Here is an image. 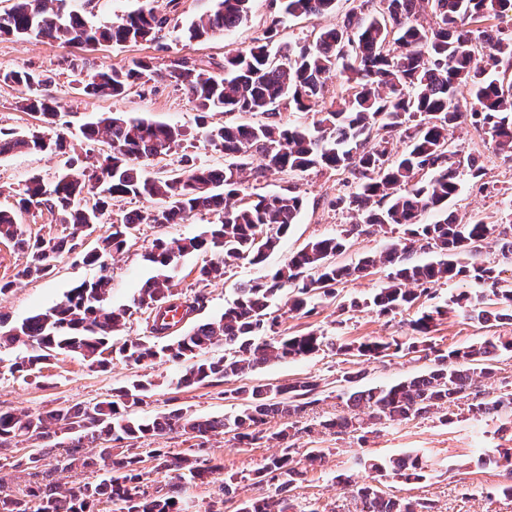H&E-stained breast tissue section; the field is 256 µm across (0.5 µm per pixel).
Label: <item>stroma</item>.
<instances>
[{"label": "stroma", "mask_w": 512, "mask_h": 512, "mask_svg": "<svg viewBox=\"0 0 512 512\" xmlns=\"http://www.w3.org/2000/svg\"><path fill=\"white\" fill-rule=\"evenodd\" d=\"M281 2L252 0L247 19L237 28L208 40L191 42L184 37V29L210 13L214 0H68L69 9L96 26L119 23L128 13L144 7L155 8L158 13L168 16L169 22L156 41L124 45L105 43L85 53L41 38L0 37V72L26 69L52 75V82L43 86L41 92L57 98L61 104L54 122L44 123L20 109L22 98L28 95L25 88L0 82V129L38 132L51 139L56 134H64L77 153L93 161L103 154L106 145L86 140L83 128L99 118L123 112L178 125L192 134L182 148L145 162L144 168L150 176L163 177L172 170L192 165H223L224 154L209 142V129L228 119L235 123H251L255 120L254 115L235 114L228 118L221 112L200 113L189 93L175 87L165 72L171 62L182 58L208 61L212 71L222 72L228 50H245L264 42L272 18L280 17ZM350 7V0H338L335 13L319 18L280 17L275 46L312 41L320 28L334 25L338 16L344 15ZM78 55L86 59V70L82 73L69 68L70 60ZM137 59L152 61L159 71L158 77L146 85L133 87L122 99L83 93L82 84L88 72L107 66H124ZM452 140L459 159L471 158L481 166L482 180L487 187L478 190L469 173H462L460 190L449 200V209L465 220L478 217L489 224L512 222V160L494 151L488 140L469 124H461ZM64 162L63 155L51 152L0 156V209L14 206L18 192L31 177H39L44 184H51L63 171ZM352 180L350 172L321 169L303 173L271 172L258 182L246 180L240 187L241 198L289 189L303 197L304 209L298 224L290 228L263 265L240 262L225 274L222 281L205 285L198 281V269L208 261V254L195 252L180 260L173 273L174 294L183 299L198 294L204 297L202 308L192 316L193 321H206L221 314L225 305L236 298L240 283L276 270L308 242L336 235L346 238L347 248L336 261L349 267L355 266L364 256L403 243V227L391 224L360 231L356 228L358 219L354 211L335 207L336 197L348 193V184ZM215 220L214 214L203 211L180 224L141 225L125 251L106 258L101 267L87 264L84 254L106 237L111 227L110 224L94 225L91 235L77 238L73 250L61 256L51 275L14 283L13 288L0 297V320L8 326L20 323L64 300L67 292L81 282L105 275L109 277L111 287L108 305L129 309L124 326L113 338L114 343L119 345L145 337L149 311L135 308L133 299L142 283L156 273L148 259L154 241L201 234ZM388 272V266L383 265L370 269L365 276L348 277L337 285L335 297L316 299L315 309L308 315L289 311L286 297L277 298L273 307L279 314V333L292 335L306 330L317 331L326 338L323 350L299 361L263 364L254 372L220 384L188 389L177 387L176 379L185 369L181 363L157 361L136 365L116 359L108 368L102 369L66 354L57 355L40 373L23 377L11 372L10 365L25 353V346L2 347L0 411L23 409L39 414L64 406L89 405L112 397L115 389L123 385L142 380L152 384L142 406L144 413L157 415L181 408L191 415L220 419L235 414L240 407L238 400L225 398V391L258 383L278 385L311 378L319 384L318 403L289 419L278 416L268 419L265 430L269 437L259 443L241 445L227 434L201 439L176 431L148 440V447L168 448L191 457L201 456L217 464V471L205 483L183 485L181 499L186 512H207L212 505L221 512H234L238 502L274 492V483H256L255 472L280 448L279 442L272 440V433L286 427L295 435L298 455H305L311 448L325 451L322 463L303 466L302 476L289 493L293 512H358V503L348 489L337 485L336 475L349 473L363 478L364 473L356 464L361 455L389 458L404 454H416L427 461L426 478L411 483L387 480L381 485L383 492L397 497L431 499L438 512H512V499L496 493L497 487L507 483L512 474L505 468L485 467L480 463L487 449L512 444V407L479 420L461 409L447 424L434 415L398 425L367 420L363 423V433L343 436L322 428V421L347 411V373L360 372L357 386H376L404 380L433 365L432 358L416 354L367 361L343 355L341 345H356L368 338L410 335L409 321L434 306L442 307L444 311L433 333L434 341L442 348H462L493 336L512 337V321L502 319L489 327L469 319L456 305L459 294L473 289L472 282L461 278L433 285L429 295L395 315H382L375 309L361 307V300L385 283ZM57 441V436L53 435L11 446L7 452L10 468L5 491L15 495L25 492L34 478L21 466V459L29 453L41 452L46 460H53L58 452ZM228 476L234 479L233 493L229 496L222 490Z\"/></svg>", "instance_id": "35a3bbf8"}]
</instances>
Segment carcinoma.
Instances as JSON below:
<instances>
[{"label": "carcinoma", "mask_w": 512, "mask_h": 512, "mask_svg": "<svg viewBox=\"0 0 512 512\" xmlns=\"http://www.w3.org/2000/svg\"><path fill=\"white\" fill-rule=\"evenodd\" d=\"M250 0H216L213 11L187 27L188 40L207 39L236 28L247 16ZM335 7V0H285V12L294 17L322 15ZM512 19V0H359V4L336 23L323 29L315 41L296 44L277 55L269 44L247 51H229L224 56L223 74L216 75L195 62L181 61L168 77L187 90L199 110L235 112L263 117L258 123H226L210 129L209 141L234 162L222 167L196 166L175 170L163 179L147 175L142 163L167 155L188 141V132L177 125L114 113L85 127L89 141L112 147V158L83 164L70 157L72 167L46 185L37 177L19 193L18 209H0V239L13 243L25 263L18 278L44 277L56 269L67 244L84 234L91 224L109 219L112 199L135 197L161 203L163 223L178 224L196 212L218 216L204 233L180 239L155 240L151 261L157 274L138 290V298L151 310V337L127 340L119 347L112 334L123 325L128 309L106 304L110 280L101 276L72 288L61 303L30 316L13 330L0 332V345L19 342L29 348L16 358L12 371L30 375L47 358L72 354L105 366L113 349L121 360L134 363L165 361L192 364L177 379V387L226 381L253 370L259 364L310 357L324 346V336L311 330L281 336L278 317L269 312L285 286L296 289L291 310L309 314L316 296H331L347 277L384 264L392 267L388 281L370 304L381 314H392L412 306L429 294L430 286L441 280L463 277L476 285L473 292L459 295L458 303L471 319L488 322L501 319L488 307L512 308V284L500 277L493 266L477 265L465 257L477 251L491 235H497L501 254L512 256L511 233L497 232L496 226L481 219L467 222L448 211V200L459 191V171L450 149L451 128L467 116L474 130L488 137L494 150L512 157V29H468L473 22L490 18ZM167 24L151 8H141L118 25L92 27L66 9V0H13L0 12V36L25 39L40 37L60 44L82 39L123 45L154 41ZM343 79V91L321 104L327 93L331 72ZM156 70L149 60L138 59L121 67H109L88 74L85 90L99 96L120 97L138 84L154 79ZM0 80L26 87L31 94L21 108L51 120L61 108L53 97L36 93L48 78L27 70L1 73ZM465 89L472 102L463 108L457 100ZM319 118L313 127L286 124L281 107ZM404 143L401 153L394 143ZM66 154L73 151L66 137L58 133L51 142L32 134L0 131V155L14 151ZM259 153L263 164L253 168L248 159ZM313 168L349 170L358 180L356 191L336 197V205L356 211L362 223L383 227L404 225L409 243L391 246L380 256H366L354 268L338 266L333 258L345 250V241L325 237L308 243L274 273L248 281L238 289L235 302L220 316L195 324L171 341L167 314L182 308L189 317L200 305L179 301L172 292L171 276L182 257L197 251H211L215 258L202 265L198 280L210 283L223 278L226 270L246 260L262 264L289 228L298 223L303 199L285 193L256 194L236 203L239 186L251 177L258 180L269 171L306 172ZM105 173V182L94 177ZM46 207L67 225L69 233L45 240L25 234L19 215L33 207ZM436 214L425 223L422 217ZM155 223L151 214H127L112 224L84 261L94 265L123 251L132 232L142 223ZM422 242L437 250L440 259L428 263L411 261L414 244ZM444 314L438 307L410 321L413 333L423 341L368 338L340 350L356 351L358 357L377 358L423 352L433 357L434 366L392 385L357 390L347 398L350 414L321 422L336 435L356 426L353 412L367 409L380 423H397L412 417L440 414L449 421L448 409L461 402L474 418H482L512 405V394L495 400L481 397L475 382L491 381L497 375L495 359L512 352V339H487L463 348L443 349L428 339ZM224 344V355L208 357L215 344ZM319 383L297 380L288 385L257 384L226 390L224 394L245 401L239 412L228 418L192 416L181 408L162 415L140 412L150 383L133 381L116 389V398L91 406H69L33 415L24 410L0 411V447L20 437L43 438L49 430L72 435L77 443L88 442L95 456L106 466L96 485H79L61 490L48 484L30 486L18 498L0 491V512H94V502L106 499L117 512H182L181 482L204 480L219 470L205 458L191 459L167 448H136L141 439L179 429L203 438L218 430L243 444L265 438L260 426L267 418L292 415L316 404ZM129 440L121 456L112 455V442ZM295 445L281 448L258 471L260 478L285 477L272 496L241 502L235 512H289L285 493L302 475L296 468ZM155 468L173 475L170 493L149 497L140 490L144 458ZM484 463L512 468V448H493ZM364 469L396 481L425 478L423 457L404 455L389 459L365 458ZM87 460L67 451L55 457L53 469L71 471ZM336 480L352 487L360 512H435L434 501L385 495L368 480L361 484L346 474Z\"/></svg>", "instance_id": "obj_1"}]
</instances>
